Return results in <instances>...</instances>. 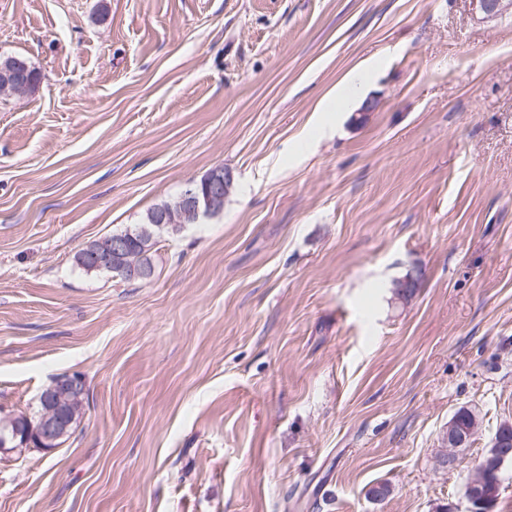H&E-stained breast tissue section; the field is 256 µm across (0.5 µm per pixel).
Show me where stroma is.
I'll return each mask as SVG.
<instances>
[{"instance_id":"1","label":"stroma","mask_w":512,"mask_h":512,"mask_svg":"<svg viewBox=\"0 0 512 512\" xmlns=\"http://www.w3.org/2000/svg\"><path fill=\"white\" fill-rule=\"evenodd\" d=\"M1 54L41 82L0 95V417L88 398L0 512H466L512 424V12L0 0ZM218 166L150 280L76 266ZM472 411L468 410L465 414L461 415L458 420V426L468 428L472 423ZM477 421L474 420L473 424L467 430L458 429L456 425L451 422L448 424V430L444 434V441L448 443V448H462L472 438L477 428Z\"/></svg>"}]
</instances>
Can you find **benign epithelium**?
Returning a JSON list of instances; mask_svg holds the SVG:
<instances>
[{
	"mask_svg": "<svg viewBox=\"0 0 512 512\" xmlns=\"http://www.w3.org/2000/svg\"><path fill=\"white\" fill-rule=\"evenodd\" d=\"M473 9L484 15L485 18H495L506 11L512 10V0H469ZM28 65L17 59L7 58L0 63V94L8 93L13 83L26 77ZM379 102L373 97L363 101L360 108L355 110L353 121L365 124L370 119L372 112L376 111ZM233 178L230 172L216 167L210 171L201 181H191L176 198L175 201L159 209L149 218V225L138 228L141 235L151 234L153 229H163L170 224H177L183 217L191 213L195 219H200L212 214L224 197L230 192ZM128 249V241L124 238L112 239L104 248L94 251L90 260L97 270L118 272L133 280L144 281L152 277L153 268L150 263L141 261L128 267H117V263L123 259ZM83 395L81 382L78 378L62 379L47 386L39 396L40 410L37 423L29 421V417L12 419L9 425H0V454L23 452L28 448L39 444L51 446L58 439L66 435L70 425L68 405L69 396ZM477 424H472L468 429H459L454 423L448 424V430L444 434V441L450 448H462L472 438ZM464 497L470 504L469 512H476L477 506L490 500V495L484 491L482 469L470 477Z\"/></svg>",
	"mask_w": 512,
	"mask_h": 512,
	"instance_id": "obj_1",
	"label": "benign epithelium"
}]
</instances>
